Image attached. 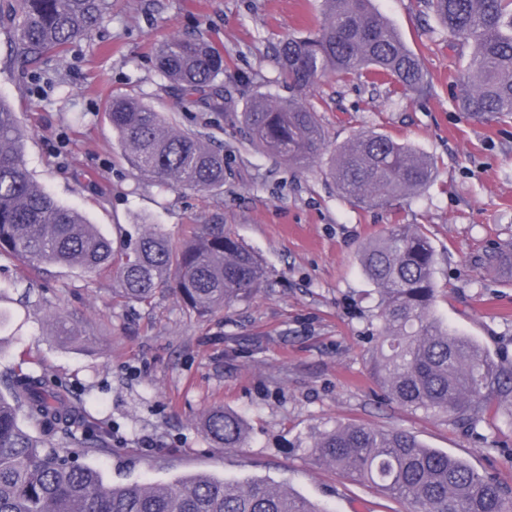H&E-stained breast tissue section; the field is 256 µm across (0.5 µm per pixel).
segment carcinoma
Instances as JSON below:
<instances>
[{
  "label": "carcinoma",
  "instance_id": "carcinoma-1",
  "mask_svg": "<svg viewBox=\"0 0 512 512\" xmlns=\"http://www.w3.org/2000/svg\"><path fill=\"white\" fill-rule=\"evenodd\" d=\"M431 6L451 37L474 47L461 79L463 109L477 117L512 116V0H431ZM111 7L112 0H16V7L0 11V27L12 30L16 59L38 64L63 56ZM323 12L317 31L288 40L281 50L280 74L297 96L275 101L258 95L243 112L252 144L297 169L323 150L324 132L307 96L326 75L349 78L366 69L373 82L404 91L425 85L419 55L372 0H323ZM157 60L181 100L223 114L224 56L208 41L172 38L160 46ZM106 115L127 160L145 179L184 190L224 186V150L209 136L177 128L126 95L112 96ZM23 137L16 112L0 99V256L39 270L112 269L120 298L149 303L172 292L200 316L249 299L266 279L262 261L225 234L222 224L200 225L181 246L153 228L131 251L114 249L78 210L34 181ZM434 175L431 158L374 131L344 144L327 169L339 196L366 206L415 193ZM435 263L430 240L416 224H393L364 246L360 264L380 296L371 359L389 399L472 424L500 388L503 371L471 339L432 315ZM201 426L218 448L246 444L245 420L222 407L209 410ZM59 429L81 431L86 449L108 444L86 408L59 383L34 370H10L0 391V512H326L258 478L198 473L168 485L111 486L99 468L71 463L68 453L46 447L44 437ZM311 453L348 480L410 505L411 512H512V493L402 430L338 426L322 434Z\"/></svg>",
  "mask_w": 512,
  "mask_h": 512
}]
</instances>
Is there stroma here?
<instances>
[{
    "label": "stroma",
    "mask_w": 512,
    "mask_h": 512,
    "mask_svg": "<svg viewBox=\"0 0 512 512\" xmlns=\"http://www.w3.org/2000/svg\"><path fill=\"white\" fill-rule=\"evenodd\" d=\"M373 4L420 56L424 90L329 76L311 102L328 149L373 130L436 161L429 187L376 208L339 197L326 159L291 170L256 148L240 122L257 94L288 99L279 50L317 30L322 0H112L89 36L32 66L11 56L0 29V98L27 133L29 170L59 203L117 244L156 227L178 245L199 225L220 224L268 271L250 299L201 317L170 293L149 304L116 298L110 271L38 273L0 258V307L11 313L0 372L24 365L86 403L106 448L86 454L79 436L60 433L46 441L100 467L107 483L212 473L266 479L326 512H404L311 456L321 433L356 423L409 432L512 490V383L470 427L384 399L373 376L367 350L379 296L359 251L392 224L419 225L435 248V315L512 372V268L485 262L491 248L512 247V118L462 110L460 76L473 48L449 37L425 0ZM197 34L224 56L226 106L214 132L229 167L220 190L164 189L127 164L106 103L133 96L179 128L210 129L209 114L180 104L156 68L165 41ZM58 316L73 338L54 336ZM217 406L245 419V447H215L204 433L200 419Z\"/></svg>",
    "instance_id": "1"
}]
</instances>
